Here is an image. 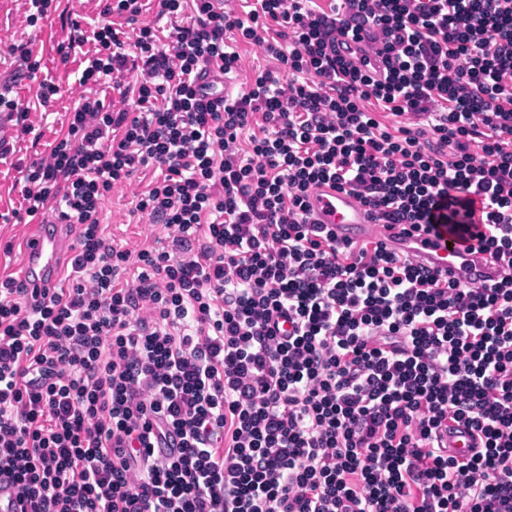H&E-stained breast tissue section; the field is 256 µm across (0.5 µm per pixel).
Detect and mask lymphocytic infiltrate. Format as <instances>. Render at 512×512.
<instances>
[{
    "label": "lymphocytic infiltrate",
    "mask_w": 512,
    "mask_h": 512,
    "mask_svg": "<svg viewBox=\"0 0 512 512\" xmlns=\"http://www.w3.org/2000/svg\"><path fill=\"white\" fill-rule=\"evenodd\" d=\"M148 2L107 0L82 33L80 103L24 176L26 215L76 244L65 286L0 277V481L21 512H512V0H156L166 33ZM242 42L282 73L227 94ZM149 168L135 209L161 234L114 246L104 201ZM325 183L373 240L308 223ZM473 195L497 281L385 245L467 223Z\"/></svg>",
    "instance_id": "obj_1"
}]
</instances>
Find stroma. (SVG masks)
Listing matches in <instances>:
<instances>
[{"label": "stroma", "instance_id": "35a3bbf8", "mask_svg": "<svg viewBox=\"0 0 512 512\" xmlns=\"http://www.w3.org/2000/svg\"><path fill=\"white\" fill-rule=\"evenodd\" d=\"M105 0H56L48 18L28 24L26 0H0V85L11 96L27 101L26 123L40 132V139L23 134L16 123L6 124L0 139L10 152L0 159V275L17 273L18 255L30 219L20 210L23 174L31 161L46 156L55 138L67 132L68 114L77 106L82 89L78 83L80 53L62 61L59 50L67 45L74 26L87 29L97 21ZM26 45L33 49L39 69L33 78L21 81V59L11 46ZM54 83L59 92L48 105H40L37 91L41 82ZM152 177L151 171L137 173L130 182L115 186L104 202L103 218L115 244L134 249L150 243L152 220L133 212L131 201ZM12 253H5V246Z\"/></svg>", "mask_w": 512, "mask_h": 512}]
</instances>
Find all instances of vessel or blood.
<instances>
[{"label":"vessel or blood","mask_w":512,"mask_h":512,"mask_svg":"<svg viewBox=\"0 0 512 512\" xmlns=\"http://www.w3.org/2000/svg\"><path fill=\"white\" fill-rule=\"evenodd\" d=\"M310 219L327 224L338 239H356L371 234L375 221L352 195L327 185L313 187L309 193ZM487 228L479 224H444L420 238L390 240V248L414 255L427 269L440 275L464 280L482 273L498 277L500 263L482 258ZM69 224L33 225L20 248L21 277L25 287L49 288L62 277V261L71 246Z\"/></svg>","instance_id":"b4317fda"}]
</instances>
